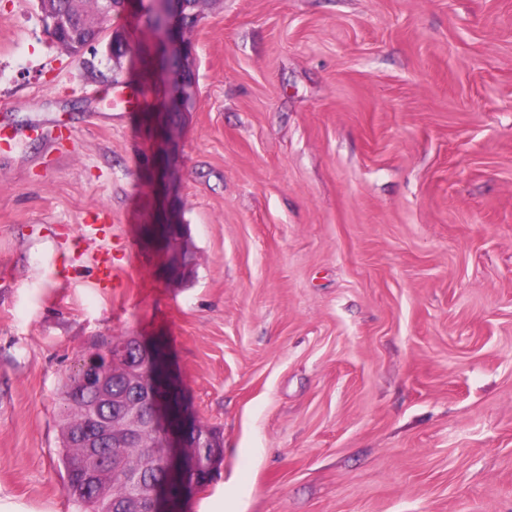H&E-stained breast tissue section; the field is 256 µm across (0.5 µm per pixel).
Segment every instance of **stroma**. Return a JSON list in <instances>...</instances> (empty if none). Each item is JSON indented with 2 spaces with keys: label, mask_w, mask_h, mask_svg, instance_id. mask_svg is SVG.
<instances>
[{
  "label": "stroma",
  "mask_w": 512,
  "mask_h": 512,
  "mask_svg": "<svg viewBox=\"0 0 512 512\" xmlns=\"http://www.w3.org/2000/svg\"><path fill=\"white\" fill-rule=\"evenodd\" d=\"M188 37L173 284L131 57L0 0V492L78 512L57 389L127 333L223 432L178 512H512V0H208Z\"/></svg>",
  "instance_id": "35a3bbf8"
}]
</instances>
